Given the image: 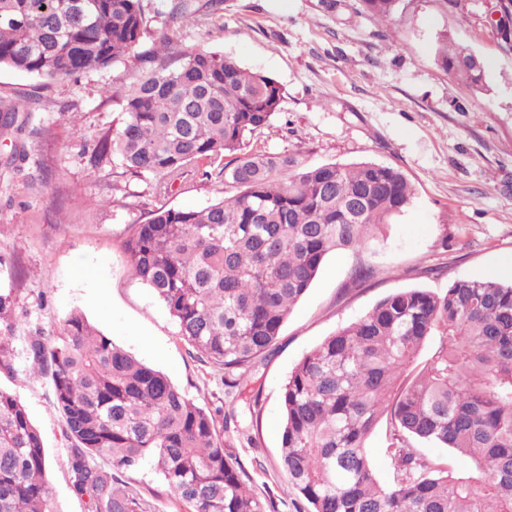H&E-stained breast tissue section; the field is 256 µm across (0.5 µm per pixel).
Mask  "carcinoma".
<instances>
[{"mask_svg":"<svg viewBox=\"0 0 512 512\" xmlns=\"http://www.w3.org/2000/svg\"><path fill=\"white\" fill-rule=\"evenodd\" d=\"M389 21L399 0H363ZM146 28L141 0H0V67L45 80L101 71ZM448 74L476 86L483 64L439 48ZM121 126L96 137L91 165L115 157L148 174L160 195L201 162L240 191L202 209L161 206L123 243L130 268L179 335L238 391L276 345L327 255L380 241L412 202L397 168L370 161L301 167L247 149L278 113L277 82L216 52H191L145 72L121 94ZM19 100L5 107L8 129ZM376 273L359 262L358 285ZM15 295L0 289V370L43 378L62 414L73 492L88 512H152L119 472L154 470L188 512H275L227 451L224 425L156 370L71 311L57 337L15 336ZM21 340V346L15 341ZM280 465L297 512H512V285L455 280L445 291L403 289L308 352L285 381ZM386 423L393 481L381 483L365 441ZM468 462L461 474L417 444ZM42 436L23 403L0 388V512H51Z\"/></svg>","mask_w":512,"mask_h":512,"instance_id":"carcinoma-1","label":"carcinoma"}]
</instances>
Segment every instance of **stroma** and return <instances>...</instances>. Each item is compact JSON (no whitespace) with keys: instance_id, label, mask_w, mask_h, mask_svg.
Segmentation results:
<instances>
[{"instance_id":"1","label":"stroma","mask_w":512,"mask_h":512,"mask_svg":"<svg viewBox=\"0 0 512 512\" xmlns=\"http://www.w3.org/2000/svg\"><path fill=\"white\" fill-rule=\"evenodd\" d=\"M141 4L144 36L105 70L45 81L0 68V104L30 102L22 129L0 133V286L17 296V335L58 333L71 310H81L195 403L240 417L206 357L132 276L122 249L133 225L156 208L199 209L232 189L217 174L198 173L163 197L151 176L117 159L91 167L95 135L121 121L119 91L142 68L218 52L282 89L280 111L250 148L307 167L371 161L400 169L414 189L410 206L387 224L382 245L329 254L250 381L260 391V417L249 438L233 439L232 452L256 493L273 499L277 512H295L279 466L281 389L291 369L385 296L485 278L512 254V46L496 25L499 0H400L388 25L364 13L361 0ZM180 4L188 20L174 19ZM169 32L173 43L161 47ZM444 43L480 57V86L446 72L438 57ZM362 260L377 273L350 286ZM0 387L20 399L41 433L52 512H87L70 489L71 441L48 385L1 370Z\"/></svg>"}]
</instances>
